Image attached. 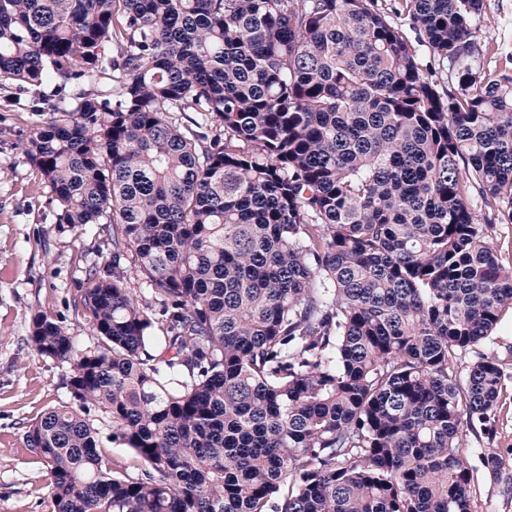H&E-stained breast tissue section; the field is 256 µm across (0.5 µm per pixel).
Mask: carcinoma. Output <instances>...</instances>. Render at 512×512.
<instances>
[{
  "mask_svg": "<svg viewBox=\"0 0 512 512\" xmlns=\"http://www.w3.org/2000/svg\"><path fill=\"white\" fill-rule=\"evenodd\" d=\"M401 2L0 0L26 162L58 223L112 226L72 301L96 345L26 336L74 401L25 434L53 512H472L512 55L481 62L484 0ZM103 453L108 460L107 468L112 471L118 470L131 477L137 476L140 472V463L133 458L132 454L120 447H115L112 443L104 441Z\"/></svg>",
  "mask_w": 512,
  "mask_h": 512,
  "instance_id": "obj_1",
  "label": "carcinoma"
}]
</instances>
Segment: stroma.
<instances>
[{
    "instance_id": "obj_1",
    "label": "stroma",
    "mask_w": 512,
    "mask_h": 512,
    "mask_svg": "<svg viewBox=\"0 0 512 512\" xmlns=\"http://www.w3.org/2000/svg\"><path fill=\"white\" fill-rule=\"evenodd\" d=\"M485 41L492 56L512 53V0H485ZM10 129L0 133V512H53L49 476L27 448L25 434L49 407L68 401L64 367L31 356L25 345L34 312L65 318L84 343L94 338L70 304L91 265L110 260L108 225L84 230L57 223L37 172L22 154L31 116L0 97ZM497 453L501 470L485 469V450ZM473 468V512H512V378L501 394L492 437L469 435L464 449Z\"/></svg>"
}]
</instances>
